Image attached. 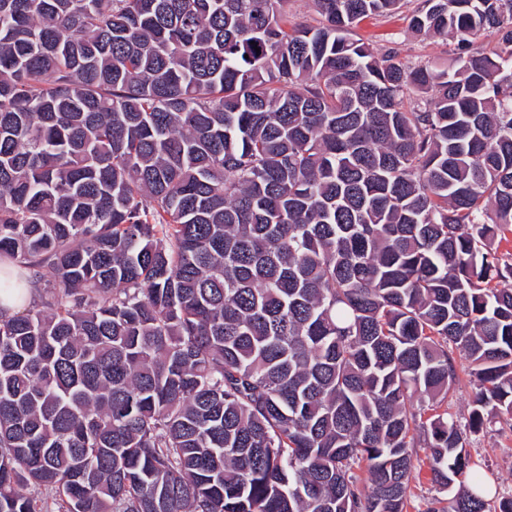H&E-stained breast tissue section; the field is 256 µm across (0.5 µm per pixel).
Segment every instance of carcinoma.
Returning <instances> with one entry per match:
<instances>
[{"label":"carcinoma","instance_id":"1","mask_svg":"<svg viewBox=\"0 0 512 512\" xmlns=\"http://www.w3.org/2000/svg\"><path fill=\"white\" fill-rule=\"evenodd\" d=\"M288 2L0 0V512H512V0ZM420 0H410L397 14L387 17L365 20L357 29V34L377 52L383 53L391 48L399 52L404 61H434L448 63L449 49L453 45L436 38L417 36L408 28L404 16L415 9ZM10 269L9 261L0 260V309L5 316H13L21 311L32 301L33 292L30 288L22 286L15 288L10 281L2 288V280L7 282L6 272ZM472 400V390L467 380H463L459 386L450 394L448 398V406L450 411L464 422L470 410ZM512 420L493 419L478 433L468 435L467 450L474 468L484 473L499 497L512 494ZM446 493L432 481L431 475L426 466H422L421 470L416 471L411 482V497L409 501L408 511L406 512H423L427 508L428 502L433 498H445Z\"/></svg>","mask_w":512,"mask_h":512}]
</instances>
